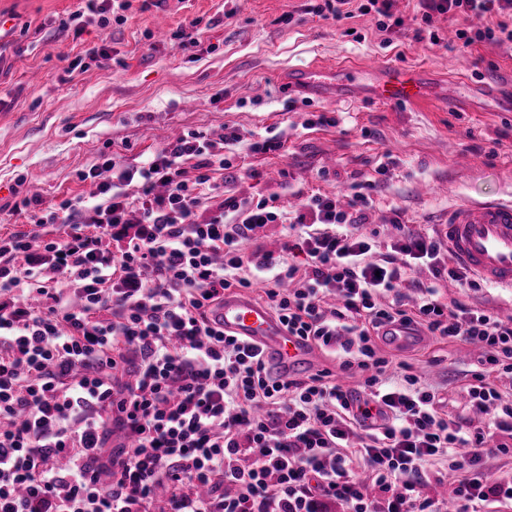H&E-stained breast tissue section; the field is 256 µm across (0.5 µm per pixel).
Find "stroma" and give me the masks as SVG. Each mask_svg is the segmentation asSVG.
<instances>
[{
    "label": "stroma",
    "mask_w": 512,
    "mask_h": 512,
    "mask_svg": "<svg viewBox=\"0 0 512 512\" xmlns=\"http://www.w3.org/2000/svg\"><path fill=\"white\" fill-rule=\"evenodd\" d=\"M310 0H164L143 9L131 0L123 23L90 22L81 39L62 29L77 0H0V236L29 230L22 197L42 211L60 202L95 200L98 184L81 180L99 153L134 165L195 130L221 141L237 129L240 143L230 169L212 172L217 198L273 197L292 206L300 196L351 194L354 184L378 180L369 214L378 241L394 236L393 216L418 232L447 223L462 202L512 203V110L499 96L444 97L457 74L472 81L512 75V44L480 42L461 52L449 47L462 17L433 14L422 22L417 0H393L401 21L379 30L375 14L336 20L307 12ZM200 18L199 43L180 46L173 34ZM164 34H156L157 20ZM442 43L416 40L418 29ZM107 42L110 57L92 60L87 49ZM357 58L398 68L424 65L437 81L414 105L317 100L290 90L288 69ZM79 71H72L73 62ZM330 125H312L319 114ZM285 145L257 153L270 128ZM384 175H377L379 165ZM445 301L512 319V290H474L442 283ZM440 385L438 411L449 423L480 425L465 388L479 350L431 339L422 349L387 351Z\"/></svg>",
    "instance_id": "obj_1"
}]
</instances>
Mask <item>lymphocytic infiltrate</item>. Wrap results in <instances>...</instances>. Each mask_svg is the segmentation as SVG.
<instances>
[{"label":"lymphocytic infiltrate","mask_w":512,"mask_h":512,"mask_svg":"<svg viewBox=\"0 0 512 512\" xmlns=\"http://www.w3.org/2000/svg\"><path fill=\"white\" fill-rule=\"evenodd\" d=\"M419 6L465 17L459 49L512 43V0ZM240 140L225 128L217 152L190 131L132 168L102 155L87 172L101 202L64 200L0 238V512H443L428 488L445 478L456 512L511 503L512 472L487 461L512 453V400L496 386L512 379V321L442 299L441 281L479 285L449 266L442 230L365 233L374 181L291 212L234 196L205 209ZM47 224L64 234L42 237ZM270 224L286 227L281 251L257 241ZM418 267L428 281L408 282ZM255 285L338 371L272 380L257 347L210 319L226 290ZM396 320L479 347L466 395L486 426H450L437 387L380 355ZM340 371L360 374L364 400ZM374 405L387 421L367 431Z\"/></svg>","instance_id":"lymphocytic-infiltrate-1"}]
</instances>
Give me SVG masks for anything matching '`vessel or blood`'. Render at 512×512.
<instances>
[{
	"instance_id": "b4317fda",
	"label": "vessel or blood",
	"mask_w": 512,
	"mask_h": 512,
	"mask_svg": "<svg viewBox=\"0 0 512 512\" xmlns=\"http://www.w3.org/2000/svg\"><path fill=\"white\" fill-rule=\"evenodd\" d=\"M291 88L317 98L358 100L369 98L390 104L415 103L425 99L430 74L423 67L395 68L378 65L359 67L339 64L296 69L288 74ZM453 258L484 282L512 289V203L488 200L456 206L443 227ZM215 318L226 334L251 341L263 352L271 377L296 376L313 366L318 355L313 343L290 335L281 321L251 296L231 292ZM389 342L403 349L429 341L426 333L411 324H388Z\"/></svg>"
}]
</instances>
